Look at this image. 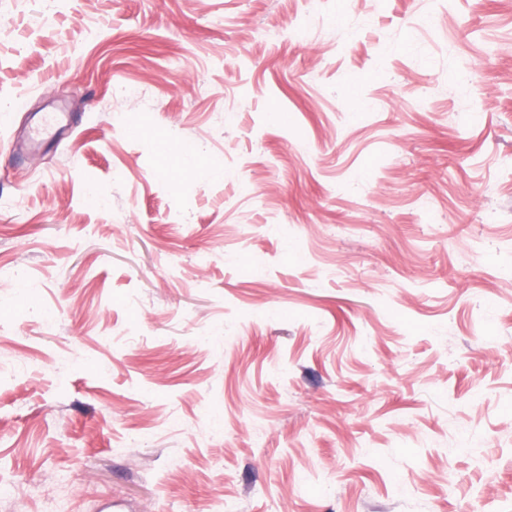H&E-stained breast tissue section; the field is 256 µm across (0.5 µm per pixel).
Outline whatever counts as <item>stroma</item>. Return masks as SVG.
I'll use <instances>...</instances> for the list:
<instances>
[{
	"label": "stroma",
	"mask_w": 512,
	"mask_h": 512,
	"mask_svg": "<svg viewBox=\"0 0 512 512\" xmlns=\"http://www.w3.org/2000/svg\"><path fill=\"white\" fill-rule=\"evenodd\" d=\"M0 104V512H512V0H0Z\"/></svg>",
	"instance_id": "1"
}]
</instances>
